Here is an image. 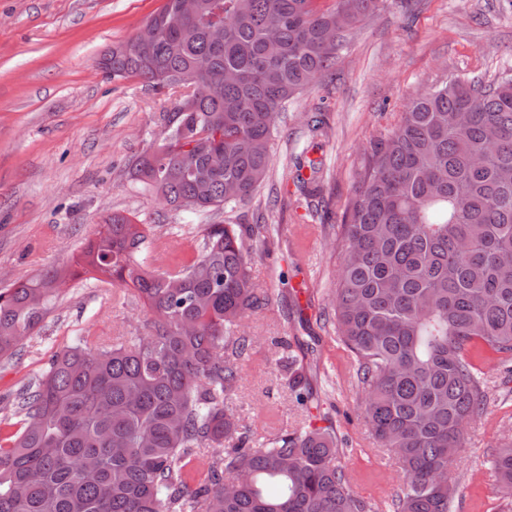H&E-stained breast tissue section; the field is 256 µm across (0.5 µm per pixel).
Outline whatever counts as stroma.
I'll use <instances>...</instances> for the list:
<instances>
[{"mask_svg": "<svg viewBox=\"0 0 512 512\" xmlns=\"http://www.w3.org/2000/svg\"><path fill=\"white\" fill-rule=\"evenodd\" d=\"M161 3L0 0V288L50 267L74 268L115 213L186 251L205 224L268 225L248 257L267 300L241 326L251 347L227 405L260 440L309 425L332 429L351 489L373 512H393L402 477L362 417L359 365L336 333L347 208L366 151L395 130L416 93L451 75L487 81L512 70V0H380L371 18L348 31L333 74L281 113L265 181L250 198L201 215L160 204L131 177L134 161L163 136L171 91L112 77L99 64ZM318 110L327 127L315 136L307 122ZM305 156L323 162L320 196L296 188L295 162ZM132 332L147 335V318L123 289L71 281L40 328L0 363V419L16 416L19 388L41 377L74 337ZM307 336L316 337L318 352L306 409L276 357L288 343L303 357L298 340ZM474 362L488 407L468 425L455 457L452 512H512L490 465L512 438V360L483 352Z\"/></svg>", "mask_w": 512, "mask_h": 512, "instance_id": "obj_1", "label": "stroma"}]
</instances>
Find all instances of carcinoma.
Wrapping results in <instances>:
<instances>
[{
	"label": "carcinoma",
	"instance_id": "carcinoma-1",
	"mask_svg": "<svg viewBox=\"0 0 512 512\" xmlns=\"http://www.w3.org/2000/svg\"><path fill=\"white\" fill-rule=\"evenodd\" d=\"M378 3L194 0L187 13L163 0L109 66L179 91L161 142L134 164L142 189L202 213L249 197L269 171L281 110L332 69ZM208 82L220 97L191 90ZM321 171L317 159L297 163L301 194ZM267 232L205 224L195 254L174 258L145 225L112 215L77 264L126 287L151 315L150 335L78 337L19 390L17 429L0 427V512H371L334 433L256 440L227 406L249 348L238 327L265 301L246 237ZM65 276L52 267L0 289V362L44 321ZM336 323L359 364L364 420L404 476L394 512H450V466L487 407L474 350L512 353L511 74L431 86L371 146L344 224ZM277 363L306 404V368L285 351ZM491 466L512 498V441Z\"/></svg>",
	"mask_w": 512,
	"mask_h": 512
}]
</instances>
